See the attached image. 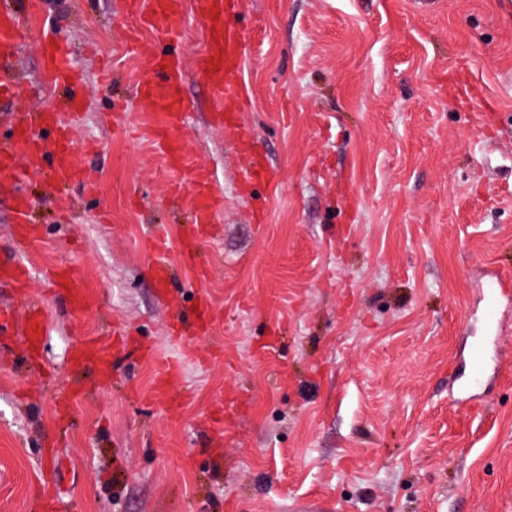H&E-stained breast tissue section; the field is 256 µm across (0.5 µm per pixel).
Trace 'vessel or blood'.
<instances>
[{"mask_svg": "<svg viewBox=\"0 0 512 512\" xmlns=\"http://www.w3.org/2000/svg\"><path fill=\"white\" fill-rule=\"evenodd\" d=\"M233 0H127L128 12L136 25L156 32L158 40L175 43L181 37L178 25L183 10H190L204 22L207 46L195 60V69L213 93L232 110H243L248 101V90L239 79L242 64L241 41L237 29L226 26L222 16ZM28 32L20 16L9 9L0 10V105L18 102L26 89L14 70L21 47ZM40 47L49 62L44 69V88H73L81 77L73 68L66 44L54 38H44ZM137 94L149 103V112L142 122L145 135L167 158L170 172H177L183 162L184 145L179 135L177 118L185 111L181 66L175 56H155L151 66L143 71L135 84ZM52 162L54 181L59 185H78L85 193L93 187L72 151L69 127L52 112L24 115L10 125L8 135L0 137V180L9 178L21 183L29 175L38 173L45 162ZM219 208V199L210 175H197L193 187L192 212L197 227L212 223ZM30 200L22 194L13 198L14 222L25 243L36 241L29 224ZM146 253L154 260V274L161 286L170 283L167 262L168 243L164 228H157L144 241ZM30 276L28 266L22 263L0 262V284L24 289ZM54 293L67 295L73 309L86 305L83 292L76 287L69 268H59L48 276ZM46 317L42 298L25 293L22 312L0 309V331L24 323L27 341L41 336ZM111 349L97 338L83 341L75 360L77 363L108 364Z\"/></svg>", "mask_w": 512, "mask_h": 512, "instance_id": "vessel-or-blood-1", "label": "vessel or blood"}]
</instances>
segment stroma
<instances>
[{
  "mask_svg": "<svg viewBox=\"0 0 512 512\" xmlns=\"http://www.w3.org/2000/svg\"><path fill=\"white\" fill-rule=\"evenodd\" d=\"M9 2L34 36L16 67L27 108L63 98L41 87L43 34L84 76L61 117L97 192L57 197L44 165L25 185L40 236L20 249L0 190V259L29 266L47 307L32 364L0 335V512H38L47 488L56 512H512V297L486 337L478 291L512 280V0H238L250 101L221 128L192 13L174 46L145 31L132 49L126 0ZM167 51L188 103L176 200L163 158L112 122L146 112L134 82ZM247 142L272 177L246 189ZM202 168L223 209L192 263ZM157 224L164 294L140 247ZM55 265L83 310L49 293ZM202 296L195 356L158 388L153 357L185 349L173 314ZM118 330L108 371L71 366L81 340ZM481 337L488 368L468 391Z\"/></svg>",
  "mask_w": 512,
  "mask_h": 512,
  "instance_id": "obj_1",
  "label": "stroma"
}]
</instances>
